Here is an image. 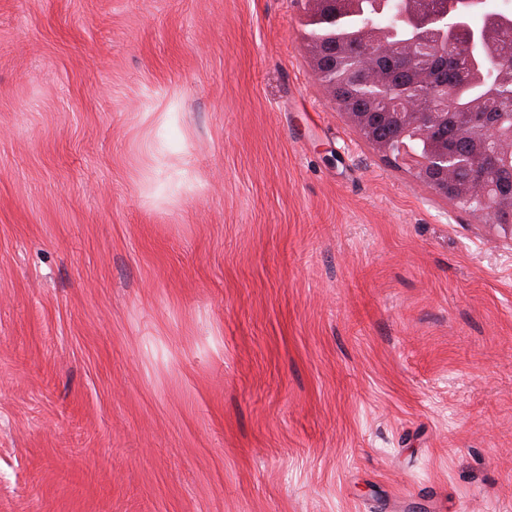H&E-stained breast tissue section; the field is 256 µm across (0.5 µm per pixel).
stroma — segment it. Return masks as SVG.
<instances>
[{
  "label": "stroma",
  "mask_w": 512,
  "mask_h": 512,
  "mask_svg": "<svg viewBox=\"0 0 512 512\" xmlns=\"http://www.w3.org/2000/svg\"><path fill=\"white\" fill-rule=\"evenodd\" d=\"M304 12L0 0V512H512V241Z\"/></svg>",
  "instance_id": "stroma-1"
}]
</instances>
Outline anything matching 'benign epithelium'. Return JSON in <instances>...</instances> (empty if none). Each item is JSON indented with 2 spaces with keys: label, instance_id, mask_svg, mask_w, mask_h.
<instances>
[{
  "label": "benign epithelium",
  "instance_id": "1",
  "mask_svg": "<svg viewBox=\"0 0 512 512\" xmlns=\"http://www.w3.org/2000/svg\"><path fill=\"white\" fill-rule=\"evenodd\" d=\"M482 0H401L392 25L407 32V41H391L388 27L369 26L360 46L349 51L340 47L337 59L327 62L322 43L313 39L306 46L313 70L327 98L371 148L388 161L406 155V148L394 140L380 138L376 126L397 122L405 133L426 143V151L415 158V180L438 197L471 211L486 225L512 239V190L506 191L492 176L480 170L482 158L491 156L512 170V105L498 109L482 128L467 122L468 113L459 112L457 134L473 142V150L450 152L440 143V130L448 127V104L454 97L448 86L436 85L431 68L438 59L459 55L471 71L489 60L502 61L500 83L512 87V60H501L494 34L476 28L471 17ZM382 56L419 64L417 95L400 93L377 66ZM361 87L359 97L367 106H354L338 97L336 84Z\"/></svg>",
  "mask_w": 512,
  "mask_h": 512
}]
</instances>
